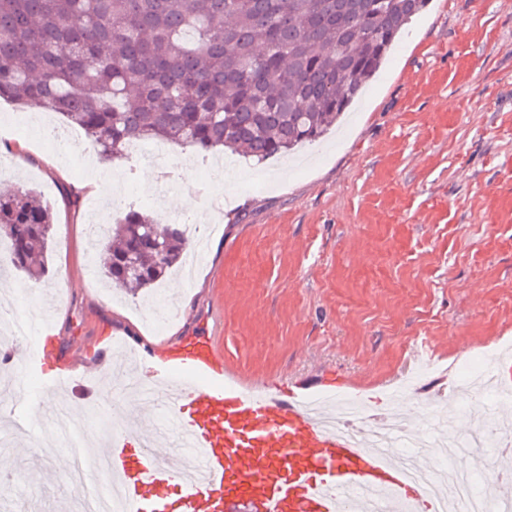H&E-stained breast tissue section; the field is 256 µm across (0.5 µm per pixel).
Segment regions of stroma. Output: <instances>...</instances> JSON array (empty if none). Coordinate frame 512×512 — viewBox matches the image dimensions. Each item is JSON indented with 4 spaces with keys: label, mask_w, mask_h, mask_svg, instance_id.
I'll use <instances>...</instances> for the list:
<instances>
[{
    "label": "stroma",
    "mask_w": 512,
    "mask_h": 512,
    "mask_svg": "<svg viewBox=\"0 0 512 512\" xmlns=\"http://www.w3.org/2000/svg\"><path fill=\"white\" fill-rule=\"evenodd\" d=\"M10 159L0 187L32 183L54 215L43 281L9 272L5 305L27 314V290L46 306L33 323L48 364L73 389L76 434L124 394L96 403L90 373L123 349L161 352L193 336L213 340L247 385L316 398L392 396L427 342L438 364L512 341V0H430L336 129L287 157L237 158L224 179L230 204L200 226L205 251L180 285L181 314L159 334L142 298L109 287L88 233L89 203L108 193L112 162L67 160L28 137L0 138ZM98 168L95 186L80 169ZM270 185L255 188L257 176ZM31 397L0 394L17 428L15 468L0 512H64L72 452L61 442L46 470L32 454Z\"/></svg>",
    "instance_id": "35a3bbf8"
}]
</instances>
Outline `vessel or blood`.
Returning <instances> with one entry per match:
<instances>
[{"mask_svg": "<svg viewBox=\"0 0 512 512\" xmlns=\"http://www.w3.org/2000/svg\"><path fill=\"white\" fill-rule=\"evenodd\" d=\"M149 410L174 419L176 447L128 429L111 431L103 456L125 512H148L149 492L183 491L180 512H224L225 500H260L264 512H371L370 496H387L388 512H435L436 495L408 476L432 467L393 449L404 434L390 409H373L375 434H361L333 412L292 391H251L226 379L212 341L172 350L140 381Z\"/></svg>", "mask_w": 512, "mask_h": 512, "instance_id": "obj_1", "label": "vessel or blood"}]
</instances>
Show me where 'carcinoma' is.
Here are the masks:
<instances>
[{
    "instance_id": "obj_1",
    "label": "carcinoma",
    "mask_w": 512,
    "mask_h": 512,
    "mask_svg": "<svg viewBox=\"0 0 512 512\" xmlns=\"http://www.w3.org/2000/svg\"><path fill=\"white\" fill-rule=\"evenodd\" d=\"M427 2L0 0V99L42 100L105 160L142 139L263 162L322 138ZM53 221L35 189L0 191L12 268L47 275ZM186 245L185 225L134 207L96 238L102 276L133 293Z\"/></svg>"
}]
</instances>
